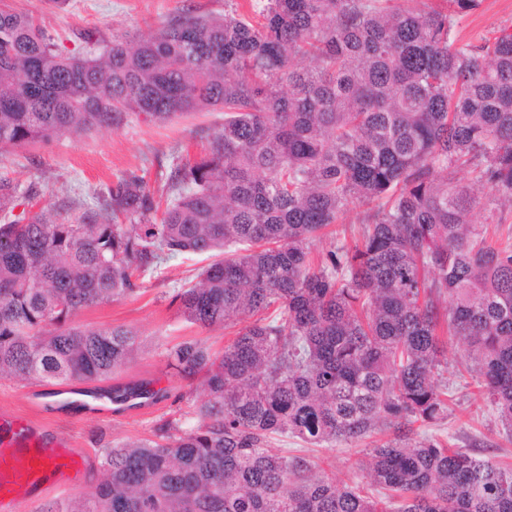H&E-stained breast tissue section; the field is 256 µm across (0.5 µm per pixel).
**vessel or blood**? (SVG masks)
I'll use <instances>...</instances> for the list:
<instances>
[{"mask_svg": "<svg viewBox=\"0 0 512 512\" xmlns=\"http://www.w3.org/2000/svg\"><path fill=\"white\" fill-rule=\"evenodd\" d=\"M84 466L80 449L46 440L32 419L0 418V512H21L34 493L75 482Z\"/></svg>", "mask_w": 512, "mask_h": 512, "instance_id": "1", "label": "vessel or blood"}]
</instances>
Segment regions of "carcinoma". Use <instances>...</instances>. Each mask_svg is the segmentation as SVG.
<instances>
[{"label": "carcinoma", "mask_w": 512, "mask_h": 512, "mask_svg": "<svg viewBox=\"0 0 512 512\" xmlns=\"http://www.w3.org/2000/svg\"><path fill=\"white\" fill-rule=\"evenodd\" d=\"M479 2L254 0L252 18L187 10L147 38L86 32L71 48L0 8L1 151L224 110L206 155L176 157L161 189L123 175L73 222L14 214L37 192L0 178V376L111 378L137 334L74 318L180 254L216 257L178 289L181 317L232 334L221 353L170 351L205 373L198 425L106 448L103 481L65 512H512V464L420 432L448 411L450 341L512 432V241L477 231L479 198L453 182L466 170L512 211V27L453 36ZM355 204L359 238L314 261ZM87 395L165 398L141 384ZM378 434L380 498L269 448Z\"/></svg>", "instance_id": "1"}]
</instances>
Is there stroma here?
Masks as SVG:
<instances>
[{
  "label": "stroma",
  "mask_w": 512,
  "mask_h": 512,
  "mask_svg": "<svg viewBox=\"0 0 512 512\" xmlns=\"http://www.w3.org/2000/svg\"><path fill=\"white\" fill-rule=\"evenodd\" d=\"M32 16L49 34L76 39L93 31L104 36L133 31L147 37L169 16L187 9L221 16L245 12L246 0H69L61 9L46 0H0ZM512 26V0H482L478 9L460 16L455 34L464 42H479ZM224 123L221 110L201 112L158 123L130 115L117 131L61 133L25 147L0 151V177L20 188L36 185L41 205L51 207L60 220L78 214L80 205H93L118 177L136 173L158 184L163 165L176 155L204 157L208 141ZM207 263L203 256H176L148 278L130 297L105 302L81 311L77 324L86 328L124 325L139 334L142 344L134 359L112 377L113 383L148 382L165 390L167 399L125 412H114L108 400H85L74 393L52 395L51 384L18 378L0 379V413L28 415L40 422L48 438L86 449L90 457L76 483L67 489H47L34 498L25 512H61L82 500L103 479V450L107 446L151 438L163 420L194 423V409L205 398L202 376L183 377L172 366L170 350L185 341L200 340L219 352L226 341L220 327L202 328L184 321L172 305V296L185 282L194 280ZM461 351L448 346V387L452 397L448 415L427 431L446 440L449 447L465 448L512 463V442L501 423L487 413L475 384L458 374ZM315 456L336 471L337 485L365 481L370 456L364 442H342L318 448Z\"/></svg>",
  "instance_id": "1"
}]
</instances>
